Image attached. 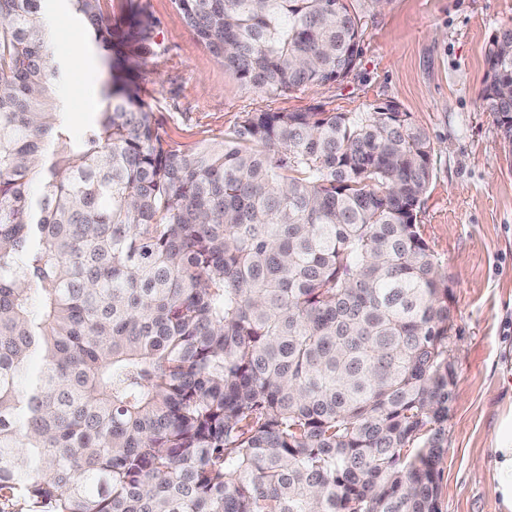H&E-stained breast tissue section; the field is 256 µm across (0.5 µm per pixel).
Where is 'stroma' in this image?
I'll return each mask as SVG.
<instances>
[{
  "label": "stroma",
  "instance_id": "stroma-1",
  "mask_svg": "<svg viewBox=\"0 0 512 512\" xmlns=\"http://www.w3.org/2000/svg\"><path fill=\"white\" fill-rule=\"evenodd\" d=\"M362 11L360 60L347 79L275 96L226 71L192 34L173 0H104L120 16L130 7L157 21L161 51L140 71L167 139L187 148L221 139L246 112H362L393 101L429 137L436 169L416 222L452 289L457 362L440 466L439 512H499L489 456L494 424L512 406V154L478 94L492 36L512 25V0H387ZM58 58L68 63L59 94L80 134L99 111L104 80L94 53H83L70 13L46 19Z\"/></svg>",
  "mask_w": 512,
  "mask_h": 512
}]
</instances>
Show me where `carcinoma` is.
Listing matches in <instances>:
<instances>
[{"label": "carcinoma", "mask_w": 512, "mask_h": 512, "mask_svg": "<svg viewBox=\"0 0 512 512\" xmlns=\"http://www.w3.org/2000/svg\"><path fill=\"white\" fill-rule=\"evenodd\" d=\"M48 2L0 0V499L438 512L457 372L448 275L416 224L427 135L389 101L246 112L176 148L138 84L151 15L64 0L106 67L75 138ZM174 4L259 93L359 61L351 0ZM485 61L512 147L511 26Z\"/></svg>", "instance_id": "cac0c4a2"}]
</instances>
